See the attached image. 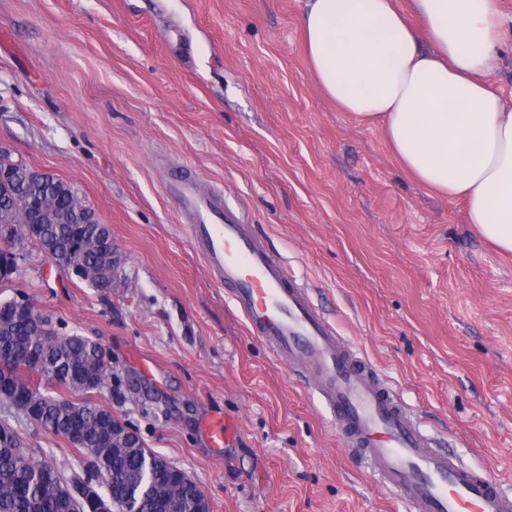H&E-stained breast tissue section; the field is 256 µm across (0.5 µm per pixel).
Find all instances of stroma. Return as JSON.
Wrapping results in <instances>:
<instances>
[{
    "label": "stroma",
    "mask_w": 512,
    "mask_h": 512,
    "mask_svg": "<svg viewBox=\"0 0 512 512\" xmlns=\"http://www.w3.org/2000/svg\"><path fill=\"white\" fill-rule=\"evenodd\" d=\"M304 5L0 0V145L73 186L118 255L109 291L30 244L16 280L60 333L102 344L120 383L97 401L210 512H404L192 247L169 189L190 170L309 282L436 447L512 487V254L317 88ZM219 414L237 425L221 449ZM18 431L82 471L65 440ZM211 443L214 448H223L233 438L234 424L224 417L212 418L207 426Z\"/></svg>",
    "instance_id": "35a3bbf8"
}]
</instances>
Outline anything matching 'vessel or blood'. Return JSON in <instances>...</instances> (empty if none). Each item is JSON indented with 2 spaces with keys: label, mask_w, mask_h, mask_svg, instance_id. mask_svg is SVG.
Wrapping results in <instances>:
<instances>
[{
  "label": "vessel or blood",
  "mask_w": 512,
  "mask_h": 512,
  "mask_svg": "<svg viewBox=\"0 0 512 512\" xmlns=\"http://www.w3.org/2000/svg\"><path fill=\"white\" fill-rule=\"evenodd\" d=\"M190 241L209 272L224 282L250 333L317 394L345 448L372 465L408 512H512V495L485 474L435 447L374 366L312 302L304 282L270 251L246 216L219 194L181 178L170 188ZM213 447L227 445L233 423L212 418Z\"/></svg>",
  "instance_id": "b4317fda"
}]
</instances>
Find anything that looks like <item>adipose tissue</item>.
I'll return each mask as SVG.
<instances>
[{
  "mask_svg": "<svg viewBox=\"0 0 512 512\" xmlns=\"http://www.w3.org/2000/svg\"><path fill=\"white\" fill-rule=\"evenodd\" d=\"M301 29L319 89L362 121L421 184L462 201L477 233L512 253V102L498 64V0H306Z\"/></svg>",
  "mask_w": 512,
  "mask_h": 512,
  "instance_id": "ef3b65f1",
  "label": "adipose tissue"
}]
</instances>
